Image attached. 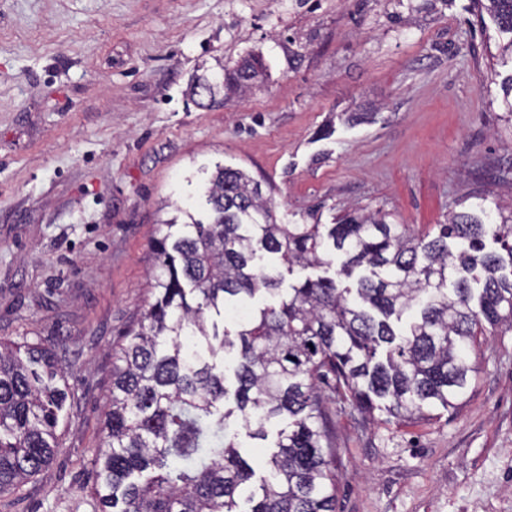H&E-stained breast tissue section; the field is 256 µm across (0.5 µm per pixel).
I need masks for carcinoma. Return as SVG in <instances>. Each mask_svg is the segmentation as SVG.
<instances>
[{
    "mask_svg": "<svg viewBox=\"0 0 512 512\" xmlns=\"http://www.w3.org/2000/svg\"><path fill=\"white\" fill-rule=\"evenodd\" d=\"M511 35L512 0H487ZM260 63L227 80L245 89ZM208 218L158 220L153 302L114 354L94 466L100 512H335L336 439L328 401L408 424L455 410L477 376L486 328L512 331V211L477 203L414 235L380 214L339 224H278L262 184L215 166L202 184ZM276 258L327 269L284 290ZM246 315L235 328L224 313ZM234 362V388L225 355ZM53 350L0 341V491L54 454L70 392ZM262 469L238 429L266 441Z\"/></svg>",
    "mask_w": 512,
    "mask_h": 512,
    "instance_id": "1",
    "label": "carcinoma"
}]
</instances>
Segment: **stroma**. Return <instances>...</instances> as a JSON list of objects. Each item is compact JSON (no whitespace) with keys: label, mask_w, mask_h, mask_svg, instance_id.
Segmentation results:
<instances>
[{"label":"stroma","mask_w":512,"mask_h":512,"mask_svg":"<svg viewBox=\"0 0 512 512\" xmlns=\"http://www.w3.org/2000/svg\"><path fill=\"white\" fill-rule=\"evenodd\" d=\"M506 41L475 0H0V340L54 349L74 394L0 512H99L112 350L152 300L156 208L198 204V168L248 172L281 224L512 207ZM252 56L247 93L192 94ZM473 356L431 421L331 409L336 512H512V332Z\"/></svg>","instance_id":"stroma-1"}]
</instances>
